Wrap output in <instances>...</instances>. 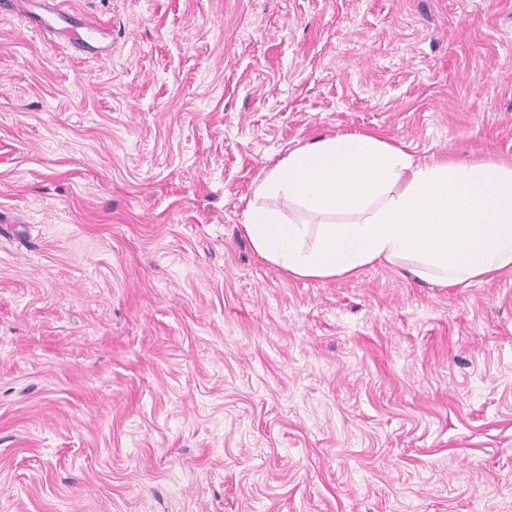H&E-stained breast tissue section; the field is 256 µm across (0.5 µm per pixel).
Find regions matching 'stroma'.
<instances>
[{
	"label": "stroma",
	"instance_id": "1",
	"mask_svg": "<svg viewBox=\"0 0 512 512\" xmlns=\"http://www.w3.org/2000/svg\"><path fill=\"white\" fill-rule=\"evenodd\" d=\"M0 16V512H512V268L300 279L288 152L512 164V0H64ZM60 3L59 0H1L0 15H15L26 28L63 36L75 51L95 56L110 54L108 26L87 16L77 18L60 8Z\"/></svg>",
	"mask_w": 512,
	"mask_h": 512
}]
</instances>
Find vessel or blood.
I'll return each mask as SVG.
<instances>
[{
    "label": "vessel or blood",
    "mask_w": 512,
    "mask_h": 512,
    "mask_svg": "<svg viewBox=\"0 0 512 512\" xmlns=\"http://www.w3.org/2000/svg\"><path fill=\"white\" fill-rule=\"evenodd\" d=\"M0 15L17 16L26 28L64 37L78 52L105 56L112 51L108 26L87 16L74 17L61 8L60 0H0Z\"/></svg>",
    "instance_id": "b4317fda"
}]
</instances>
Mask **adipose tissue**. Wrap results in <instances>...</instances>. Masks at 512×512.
<instances>
[{
    "mask_svg": "<svg viewBox=\"0 0 512 512\" xmlns=\"http://www.w3.org/2000/svg\"><path fill=\"white\" fill-rule=\"evenodd\" d=\"M282 200L315 223L288 220ZM243 230L260 258L301 278L352 277L380 263L458 284L512 267V166L417 163L376 136L342 133L258 177Z\"/></svg>",
    "mask_w": 512,
    "mask_h": 512,
    "instance_id": "obj_1",
    "label": "adipose tissue"
}]
</instances>
